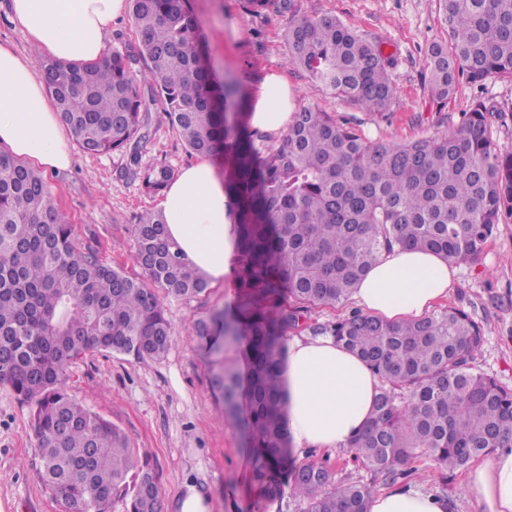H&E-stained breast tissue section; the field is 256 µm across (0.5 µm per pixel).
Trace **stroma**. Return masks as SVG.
<instances>
[{
	"label": "stroma",
	"mask_w": 512,
	"mask_h": 512,
	"mask_svg": "<svg viewBox=\"0 0 512 512\" xmlns=\"http://www.w3.org/2000/svg\"><path fill=\"white\" fill-rule=\"evenodd\" d=\"M300 13H331L368 37L379 38L398 60L391 72L396 98L388 115L361 111L315 88L302 71L288 66L283 33L287 13L274 8L245 11L243 0H190L198 15L216 75L233 73L257 83L270 71L286 72L294 104L310 101L350 123L369 140L404 143L453 129L470 107L473 89L460 82L446 104L434 103L423 68L424 50L448 40L437 0H295ZM492 111L490 131L501 150L512 151V80L485 85ZM148 136L140 165L166 162L174 170L194 163L160 104L146 115ZM65 171L49 174L58 205L78 235L94 243L102 258L129 273L137 268L129 247L136 217L158 210L160 195L144 191L140 179L122 174L128 152L89 155L74 150ZM444 307L465 311L483 329L476 367L512 389V220L497 225L478 262L462 261ZM236 288L210 285L193 299L168 297L167 316L177 335L158 361L140 363L124 355H87L74 361L65 385L91 411L112 421L132 447L148 456L159 478L163 512H176L185 482L208 495L211 512H304L305 502H269L250 477L252 460L240 429L225 425L211 394L203 343L192 334L194 320L212 309L230 308ZM28 408L0 385V512H60L51 491L37 478L38 450L27 425ZM405 482L448 500L450 512H475L466 473L442 478L433 462L411 463Z\"/></svg>",
	"instance_id": "obj_1"
}]
</instances>
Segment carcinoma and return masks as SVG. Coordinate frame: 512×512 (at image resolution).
I'll use <instances>...</instances> for the list:
<instances>
[{"label":"carcinoma","instance_id":"cac0c4a2","mask_svg":"<svg viewBox=\"0 0 512 512\" xmlns=\"http://www.w3.org/2000/svg\"><path fill=\"white\" fill-rule=\"evenodd\" d=\"M438 2L448 43L425 51L432 98L445 103L462 79L477 88L512 79V0ZM282 8L289 65L352 106L391 109L396 58L379 41L333 14H301L294 0ZM130 13L138 39L125 51L96 64L36 61L82 151H138L153 101L192 154L224 158L238 302L197 320L194 334L209 341L210 387L224 423L245 434L253 483L270 500L284 495L290 443L279 368L290 332L334 338L381 380L349 448L383 481L397 482L413 458L454 471L512 448V390L475 369L483 332L466 312L390 323L353 310L331 324L307 321L312 308L347 303L386 253L474 262L512 219V152L493 140L485 98L473 99L456 129L402 144L367 141L304 103L279 143L267 145L250 126L242 79L214 76L188 0H130ZM140 62L144 70L133 73ZM125 174L153 194L174 178L163 162ZM131 238L135 276L80 239L44 175L0 151V385L30 406L38 476L61 512L162 506L150 460L65 387L70 363L86 354L163 357L175 341L164 298L208 289L168 239L163 214L140 215ZM288 489L306 512H367L375 492L336 481L326 460L296 466Z\"/></svg>","mask_w":512,"mask_h":512}]
</instances>
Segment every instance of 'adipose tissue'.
<instances>
[{
  "instance_id": "adipose-tissue-1",
  "label": "adipose tissue",
  "mask_w": 512,
  "mask_h": 512,
  "mask_svg": "<svg viewBox=\"0 0 512 512\" xmlns=\"http://www.w3.org/2000/svg\"><path fill=\"white\" fill-rule=\"evenodd\" d=\"M126 0H10L11 18L32 48L63 63L102 59ZM251 127L281 138L293 112L284 75L267 74L251 89ZM0 145L50 171L73 161L69 137L32 57L0 45ZM167 234L185 259L223 282L233 253V219L224 182L206 160L184 168L160 202ZM451 261L416 250L382 256L355 288V303L390 322L423 317L448 296ZM284 425L293 451L348 446L365 424L379 380L329 336L293 337L280 365ZM478 512H512V450L503 448L469 472ZM369 512H448L446 499L412 486L376 491Z\"/></svg>"
}]
</instances>
